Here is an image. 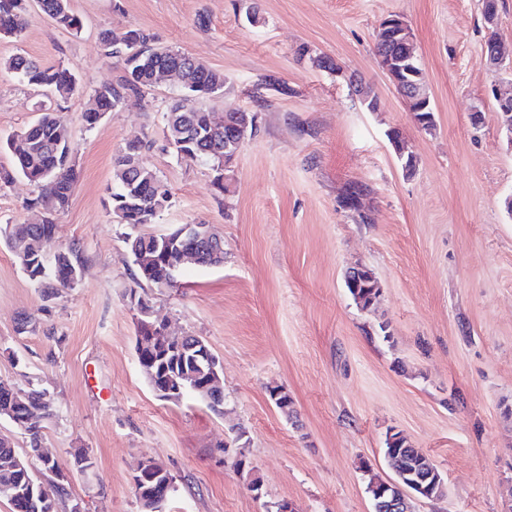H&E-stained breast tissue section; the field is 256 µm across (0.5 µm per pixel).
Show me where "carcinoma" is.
I'll return each instance as SVG.
<instances>
[{"mask_svg": "<svg viewBox=\"0 0 512 512\" xmlns=\"http://www.w3.org/2000/svg\"><path fill=\"white\" fill-rule=\"evenodd\" d=\"M42 11L59 26L66 29L80 28V19L70 7V0H40ZM27 0H0V34L17 35L26 25ZM104 54L107 58L116 57L123 50L129 57L122 60L124 75L112 85H104L92 95V102L84 112V122L96 127L105 115L116 109L129 91H138L154 85V73L160 68L180 72L177 81L180 94L166 113L165 129L176 144V153L203 159L212 164L217 172L216 183L224 188V126L212 122L207 101L224 93V74L186 54L155 44L152 36L140 28H129L123 32L105 31L102 33ZM0 64L14 72L20 80L36 87L50 90L54 95L67 98L79 92L75 78L61 66H42L24 56H13ZM134 148L138 155H145L147 144L143 141L126 143L113 169L111 202L113 214L120 223L132 229L126 234L128 253L135 264V283L141 292L130 290L146 301H151V290L178 287V282L168 281L169 266L176 255L187 249L199 252L198 263L203 267H221L224 256H216L203 240L183 238L165 239V235H154L136 231L142 224H151L155 217L171 206L172 191L156 170L141 160L132 166L127 149ZM5 150L10 153L12 170L0 171V182L6 184L13 174H19L38 184L41 193L29 202L32 208L43 211L40 224H7L0 226V240L8 249L29 280L38 285L41 279L34 278L39 269L52 275L56 269L68 266L85 272L86 264L82 252L71 246L54 255L49 260L41 258L42 237L54 226V217L68 208L74 186L78 179L77 164L72 161L75 148L71 142L68 126L63 118L52 112L41 114L37 120L24 129L9 136ZM22 245L30 261L22 260L16 253V246ZM377 281L373 270L365 273L359 292H350L354 302L363 310L372 307L369 299L372 287ZM195 338L190 336L182 344V350L166 354L159 350L151 354L158 372L174 386L183 390V395L175 396L172 402L179 403L193 395V388L209 376L208 366L196 357L193 349ZM12 403L13 414L8 417L18 429L28 435L27 456L40 460L44 423L54 416L52 399L47 392L34 387L26 390L11 384L3 387L0 380V406ZM399 449L406 460L414 465L425 466L428 458L422 450L412 446L408 438L400 432L387 433L384 455H392ZM19 458L13 444L0 437V490L7 483L26 485L35 480L32 473L12 470V463ZM159 477L134 488L136 498L142 501L143 512H152L151 497L160 491L168 468L163 463L152 460ZM69 497L65 483L47 476L43 488L32 498L18 496L12 504V512H62Z\"/></svg>", "mask_w": 512, "mask_h": 512, "instance_id": "obj_1", "label": "carcinoma"}]
</instances>
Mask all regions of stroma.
<instances>
[{
  "mask_svg": "<svg viewBox=\"0 0 512 512\" xmlns=\"http://www.w3.org/2000/svg\"><path fill=\"white\" fill-rule=\"evenodd\" d=\"M79 31L28 0L21 34H0L15 55L67 68L80 94L63 99L0 68V140L44 111L60 113L80 172L45 248L79 244L83 280L51 305L0 244V379L47 390L56 411L44 448L68 465L70 496L85 512H141L140 460L162 461L177 490L165 512H372L369 474H393L387 432H402L445 478V495L414 512H506L512 505V146L500 131V89L512 73L482 63L497 35L512 55V0L495 26L481 0H70ZM258 22H250L249 13ZM403 17L434 108L422 130L375 52L380 23ZM138 27L156 43L224 75L207 106L257 116L216 185L209 163L179 156L164 137L174 82L129 93L95 128L82 114L93 91L123 74L101 34ZM310 55H299L301 46ZM318 55L339 70L315 66ZM279 87L265 85V77ZM380 99L365 109L354 83ZM416 158L405 175L388 134ZM171 187L172 205L144 225L207 224L224 264L193 267L152 294L176 335L203 338L221 363L224 412L193 397L160 400L136 357L134 268L112 213L115 159L128 140ZM366 188L363 212L343 207ZM39 189L0 187V225L41 222L27 208ZM371 268L383 291L359 309L346 271ZM32 317L35 330L19 328ZM287 390L289 422L269 401ZM86 449L92 468L74 464ZM243 455L249 468L233 466ZM259 477L253 492L250 477Z\"/></svg>",
  "mask_w": 512,
  "mask_h": 512,
  "instance_id": "stroma-1",
  "label": "stroma"
}]
</instances>
